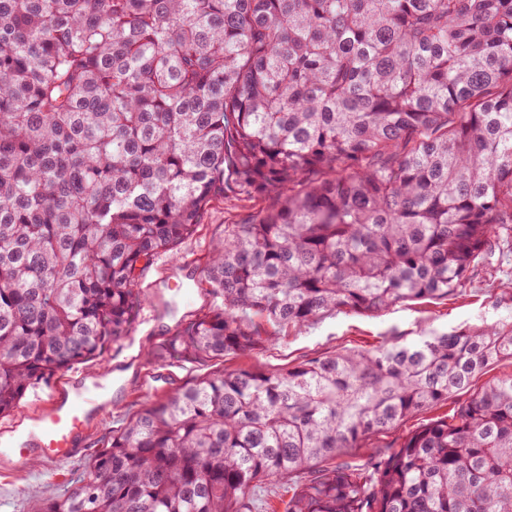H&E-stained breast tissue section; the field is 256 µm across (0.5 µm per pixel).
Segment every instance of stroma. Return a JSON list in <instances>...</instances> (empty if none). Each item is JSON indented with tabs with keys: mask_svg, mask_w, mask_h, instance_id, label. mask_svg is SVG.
I'll return each mask as SVG.
<instances>
[{
	"mask_svg": "<svg viewBox=\"0 0 512 512\" xmlns=\"http://www.w3.org/2000/svg\"><path fill=\"white\" fill-rule=\"evenodd\" d=\"M276 203V198L268 194L228 193L212 199L196 233L179 246L176 257L157 258L143 271L140 286L149 302L131 333L114 343L97 363L98 368L112 375L107 407L87 429L74 458L55 463L35 453L22 471H0V512H34L39 487L51 484L66 488L83 473L98 440L121 427L136 402L199 378L247 368L257 362L276 369L341 349H373L397 335L411 340L424 328L482 326L504 314L498 301L504 291L512 289V255L505 257L497 269L475 267L457 296L402 303L379 316L327 315L307 325L282 330L277 340L254 356L230 353L221 360L199 363L152 357V350L160 342L209 304L211 296L203 269L212 241L223 237L225 225L246 223ZM89 375L86 365L57 375L53 384L29 392L12 416L0 419V429H26L28 415L47 403L56 386L71 377Z\"/></svg>",
	"mask_w": 512,
	"mask_h": 512,
	"instance_id": "35a3bbf8",
	"label": "stroma"
}]
</instances>
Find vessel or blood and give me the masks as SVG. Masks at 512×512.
<instances>
[{
    "mask_svg": "<svg viewBox=\"0 0 512 512\" xmlns=\"http://www.w3.org/2000/svg\"><path fill=\"white\" fill-rule=\"evenodd\" d=\"M104 408V403L96 399L95 388L82 383L61 385L52 402L32 417L26 438L17 446L1 447L0 458L17 469L25 467L33 449L48 459L66 460L79 435Z\"/></svg>",
    "mask_w": 512,
    "mask_h": 512,
    "instance_id": "b4317fda",
    "label": "vessel or blood"
}]
</instances>
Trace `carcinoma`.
Instances as JSON below:
<instances>
[{"label": "carcinoma", "instance_id": "cac0c4a2", "mask_svg": "<svg viewBox=\"0 0 512 512\" xmlns=\"http://www.w3.org/2000/svg\"><path fill=\"white\" fill-rule=\"evenodd\" d=\"M226 190L277 205L224 225L162 358L459 294L512 252V0H0L1 418L129 334ZM503 360L512 319L196 379L36 512H512V375L474 387ZM454 401V398H450L448 399V402H445L436 410L426 411L412 417H408L396 430H393L383 436H372L365 442L363 445L364 448H352L349 453L365 458L374 451L387 449L385 447L392 444L402 433L416 429L430 418L450 413L455 405Z\"/></svg>", "mask_w": 512, "mask_h": 512}]
</instances>
